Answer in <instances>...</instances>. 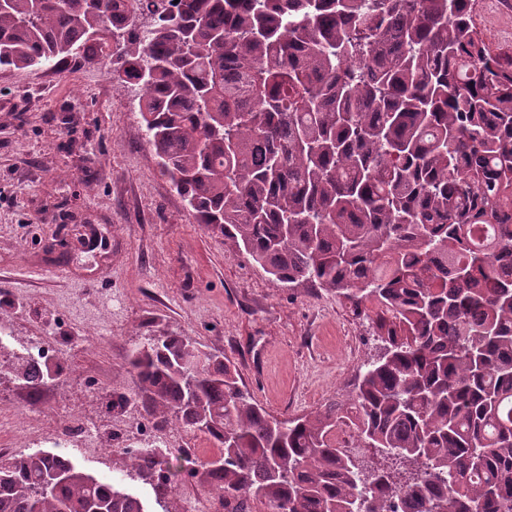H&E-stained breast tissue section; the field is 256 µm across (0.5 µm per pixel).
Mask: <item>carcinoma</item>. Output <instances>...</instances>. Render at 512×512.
<instances>
[{
  "label": "carcinoma",
  "mask_w": 512,
  "mask_h": 512,
  "mask_svg": "<svg viewBox=\"0 0 512 512\" xmlns=\"http://www.w3.org/2000/svg\"><path fill=\"white\" fill-rule=\"evenodd\" d=\"M477 3L5 0L0 68L108 66L198 222L281 286L336 295L385 353L346 400L278 418L223 354L142 336L113 416L202 435L218 461L120 445L105 485L49 451L0 455V512H187L197 473L235 512H512V55ZM348 423L380 458L366 488Z\"/></svg>",
  "instance_id": "obj_1"
}]
</instances>
